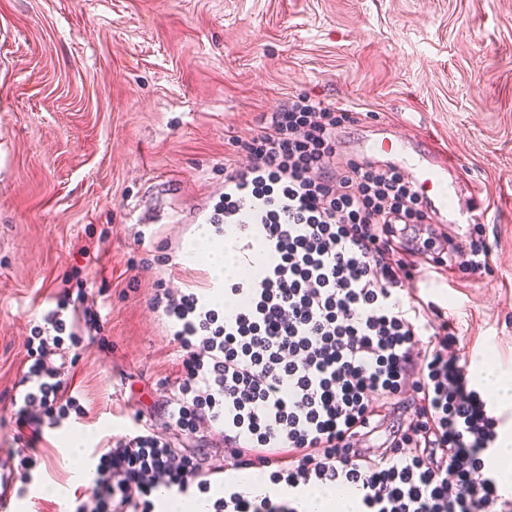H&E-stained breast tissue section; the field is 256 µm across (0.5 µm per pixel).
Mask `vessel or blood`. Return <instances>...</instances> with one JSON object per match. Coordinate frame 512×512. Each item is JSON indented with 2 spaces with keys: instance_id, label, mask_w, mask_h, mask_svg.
<instances>
[{
  "instance_id": "vessel-or-blood-1",
  "label": "vessel or blood",
  "mask_w": 512,
  "mask_h": 512,
  "mask_svg": "<svg viewBox=\"0 0 512 512\" xmlns=\"http://www.w3.org/2000/svg\"><path fill=\"white\" fill-rule=\"evenodd\" d=\"M418 140L415 137L397 138L389 129H381L376 137L361 148L362 155H378L386 163L400 168L407 178L429 203L431 222L435 225L470 223L472 212L457 208V188L449 181L447 146L427 141L425 156L417 157L413 149ZM14 470L11 458L0 455V512H16Z\"/></svg>"
}]
</instances>
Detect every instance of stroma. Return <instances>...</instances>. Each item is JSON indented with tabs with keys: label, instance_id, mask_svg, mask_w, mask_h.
I'll use <instances>...</instances> for the list:
<instances>
[{
	"label": "stroma",
	"instance_id": "1",
	"mask_svg": "<svg viewBox=\"0 0 512 512\" xmlns=\"http://www.w3.org/2000/svg\"><path fill=\"white\" fill-rule=\"evenodd\" d=\"M305 92L356 112L338 150L374 129L445 143L473 193L485 272L418 268L473 362L512 376V0H0V452L33 439L19 512H61L93 453L144 413L163 426L181 376L158 289L224 283L194 258L224 194V161L262 115ZM65 302L85 309L60 370L81 414L53 426L12 404L25 342Z\"/></svg>",
	"mask_w": 512,
	"mask_h": 512
}]
</instances>
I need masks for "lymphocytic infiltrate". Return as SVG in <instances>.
I'll use <instances>...</instances> for the list:
<instances>
[{
	"mask_svg": "<svg viewBox=\"0 0 512 512\" xmlns=\"http://www.w3.org/2000/svg\"><path fill=\"white\" fill-rule=\"evenodd\" d=\"M349 110L305 94L289 98L241 145L247 166L224 164V198L212 223L262 241L272 257L254 278L228 281L239 307L219 316L192 292H163L154 307L173 319L183 375L163 427L133 422L98 453L96 478L73 512H155L160 490H210L201 460L178 452L168 434L216 432L226 470L270 469L279 496L225 487L212 512H298L317 485L353 488L360 512H512V497L483 459L497 438L468 357L444 312L421 317L414 251L444 264L426 207L404 173L341 160L336 131ZM43 318L27 346L19 416L50 424L76 409L46 359L77 343L62 317ZM424 405L381 450L377 404L405 388Z\"/></svg>",
	"mask_w": 512,
	"mask_h": 512,
	"instance_id": "f902f5d3",
	"label": "lymphocytic infiltrate"
}]
</instances>
